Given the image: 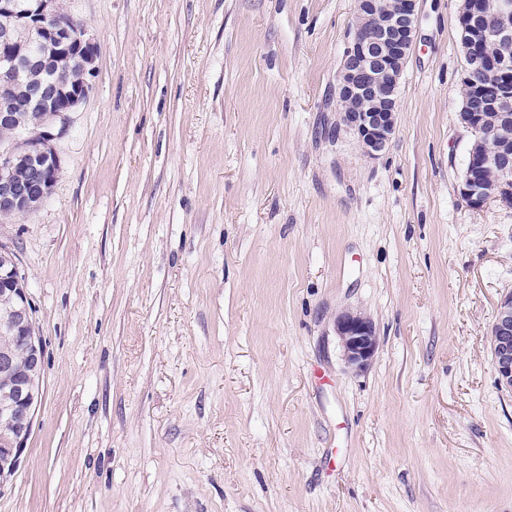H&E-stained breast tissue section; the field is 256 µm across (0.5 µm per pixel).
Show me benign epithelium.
I'll list each match as a JSON object with an SVG mask.
<instances>
[{
    "label": "benign epithelium",
    "instance_id": "obj_1",
    "mask_svg": "<svg viewBox=\"0 0 512 512\" xmlns=\"http://www.w3.org/2000/svg\"><path fill=\"white\" fill-rule=\"evenodd\" d=\"M481 0H468L458 15V28L477 50L490 38L503 48L512 45V0H500L494 18L477 25ZM417 26L416 0H357V23L338 75L339 112L343 126L352 131L371 158L378 157L392 140L398 121V93ZM93 42L65 24L58 0H0V129L17 124L15 103L5 90L27 78L34 69L45 79L30 86L28 106L36 110L24 128L20 143L0 140V217L35 209L49 194L58 171L53 146V123L87 97L95 74ZM67 57L80 66L82 85L69 83L57 70V59ZM507 56L472 57L464 68L462 84L477 98L497 109L502 121L488 129L476 109L465 115L463 126L472 134L485 133L512 143V72ZM480 69L487 82L473 84ZM31 172L29 181L12 179L17 167ZM458 192L472 209L490 201L512 205V177L494 195L485 193L472 169H467ZM31 303L11 256L0 263V325L22 338L27 365L16 368L14 353L0 350V421L8 426L0 434V478L13 474L26 448L40 401L44 364L41 340L33 333ZM336 335L345 363L355 371L366 369L378 349L374 323L362 312L346 310L336 317ZM490 344L499 385L512 391V291L499 301L490 331Z\"/></svg>",
    "mask_w": 512,
    "mask_h": 512
}]
</instances>
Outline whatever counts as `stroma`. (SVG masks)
Returning <instances> with one entry per match:
<instances>
[{"label": "stroma", "mask_w": 512, "mask_h": 512, "mask_svg": "<svg viewBox=\"0 0 512 512\" xmlns=\"http://www.w3.org/2000/svg\"><path fill=\"white\" fill-rule=\"evenodd\" d=\"M64 3L96 73L0 222L45 349L0 512H512V207L457 190L461 0H417L374 159L337 111L355 0ZM490 344L499 385L512 391V291H508L497 305ZM336 335L345 363L355 371L366 369L378 349L374 323L362 312L346 310L336 317Z\"/></svg>", "instance_id": "1"}]
</instances>
